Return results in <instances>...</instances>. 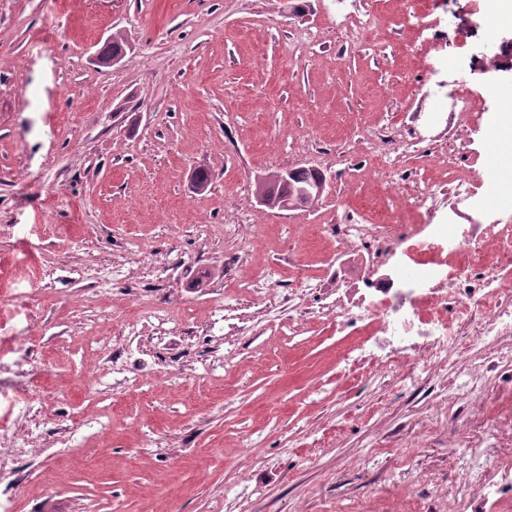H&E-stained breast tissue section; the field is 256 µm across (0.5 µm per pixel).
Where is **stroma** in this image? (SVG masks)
<instances>
[{"mask_svg":"<svg viewBox=\"0 0 512 512\" xmlns=\"http://www.w3.org/2000/svg\"><path fill=\"white\" fill-rule=\"evenodd\" d=\"M420 11L423 30L410 0H0V512H448L461 470L512 456L456 390L459 357L491 362L512 413V336L412 377L336 325L400 295L407 239L468 223L469 190L498 203L485 173L512 161V130L484 126L497 88L459 68L472 0ZM296 168L327 178L313 206L258 203ZM360 343L369 367L340 373Z\"/></svg>","mask_w":512,"mask_h":512,"instance_id":"stroma-1","label":"stroma"}]
</instances>
